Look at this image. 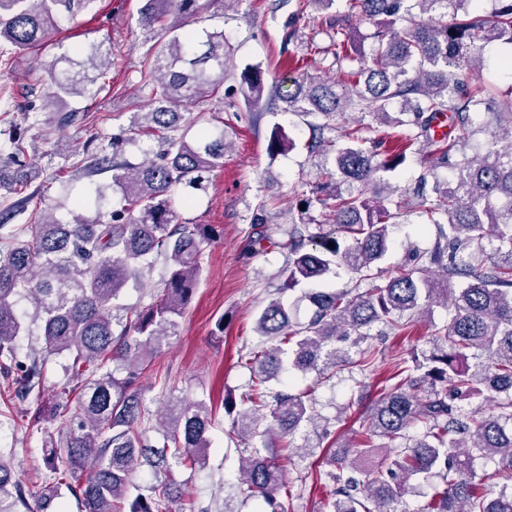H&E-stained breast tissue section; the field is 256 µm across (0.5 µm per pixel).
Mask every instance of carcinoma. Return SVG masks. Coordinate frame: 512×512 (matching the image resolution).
I'll return each mask as SVG.
<instances>
[{
    "label": "carcinoma",
    "mask_w": 512,
    "mask_h": 512,
    "mask_svg": "<svg viewBox=\"0 0 512 512\" xmlns=\"http://www.w3.org/2000/svg\"><path fill=\"white\" fill-rule=\"evenodd\" d=\"M95 2L0 0V45L21 56L42 47L59 31L63 13L88 10ZM347 2L348 16L374 28L370 54L353 44L341 19L330 23V47L320 53L347 63L351 89L340 91L338 82L305 72L295 91L281 98L283 111L326 119L348 109L379 116L399 100L418 132L381 159L365 128L330 138V123L312 124L308 149L333 155L334 166L313 189L324 209L318 226L336 225L345 241L331 231L307 243L296 229L288 235L284 287L314 285L307 293L314 312L300 327L277 298L257 318L259 334L279 345L254 353L249 391L224 400L230 433L260 443L242 463L241 480L267 512H283L278 458L293 464L304 455L285 453L280 442L316 425V401L308 394L266 386L282 367L281 345H293L289 364L301 372L331 378L352 367L366 371L384 355L361 347L373 328L401 335L411 322L443 307L448 323L434 327L433 348L423 361L396 364L394 382L381 386L363 410L359 442L330 445L332 512H403L410 480L434 470L442 483L418 512H512V486L495 492L473 470L476 449L512 476V96L501 98L481 81L483 58L477 53L480 43L512 44V0H498L489 15L470 11L472 0ZM198 13V0H147L140 12L143 31L159 28L166 42L145 72L151 103L133 113L131 127L138 135L158 136L161 149L154 155L142 150L137 164L112 165L120 201L109 220L89 221L82 213L86 201L76 199L69 222L51 207L22 235L0 224V386L27 397L41 391L50 357H70L67 381L46 414L48 422H59L56 431L46 432L43 447L50 482L37 494L0 458V512L18 506L47 512L63 487L81 512H159L175 491L170 462L191 467L207 456L212 411L203 402L170 393L162 406V440L149 444L138 429L144 410L138 366L175 333L201 277L202 246L222 234L214 224L178 223L174 197L178 186L200 189L205 174L224 166V137L203 132L189 140L180 131L181 108L218 90L230 60L224 31L189 29ZM62 60L66 67L51 73L42 108L67 126L75 120L69 101L92 93L89 86L112 65V50L101 43L80 45ZM464 66L477 72L466 85L456 78ZM241 81L245 96L259 101L263 72L246 68ZM446 112L454 115L455 134L437 138L432 123ZM479 133L488 136L485 152L470 156L465 148ZM421 138L437 162L455 158L452 180L435 182L436 202L423 209L439 229V242L429 254L417 253L385 272L380 264L392 229L413 202L370 198L363 187L378 172L403 164L407 149ZM276 218L267 204H258L253 243L270 239ZM487 226L493 229L489 237ZM154 254L170 263L159 303L132 318L114 313V301L129 283L143 279ZM337 266L356 274L364 290L353 295L315 287ZM457 277L464 279L459 288ZM18 297L28 300L40 320V346L26 354L18 346L19 337L29 334L16 310ZM347 343L358 348V358L345 349ZM470 355L479 360L473 373L466 365ZM479 398L482 403L474 404ZM487 402L495 403L496 412H484ZM417 423L425 426L423 435L394 448L389 467L362 468L374 438L404 440ZM144 463L160 477L146 494L133 480Z\"/></svg>",
    "instance_id": "cac0c4a2"
}]
</instances>
